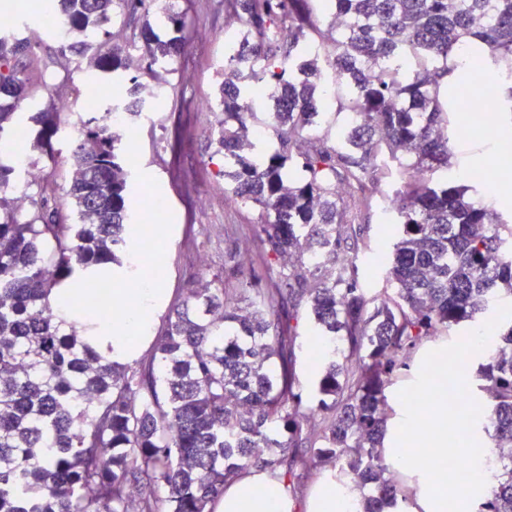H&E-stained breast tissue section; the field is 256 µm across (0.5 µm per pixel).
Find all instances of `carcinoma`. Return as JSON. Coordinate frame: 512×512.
<instances>
[{
	"instance_id": "carcinoma-1",
	"label": "carcinoma",
	"mask_w": 512,
	"mask_h": 512,
	"mask_svg": "<svg viewBox=\"0 0 512 512\" xmlns=\"http://www.w3.org/2000/svg\"><path fill=\"white\" fill-rule=\"evenodd\" d=\"M149 0H53L46 13L67 27L70 55L115 75L131 53L146 68L169 65L184 45L187 16L165 13L170 36L149 25L125 44L93 45L89 31L113 15H134ZM246 29L224 59L216 97L220 150L233 171L226 197L261 212L257 238L275 288L250 279L224 289L223 274L195 282L165 316L151 358L131 366L126 341L102 339L85 302L124 267L131 224L128 127L141 121L156 89L130 78L124 99L102 112L71 116L50 102L27 135L55 160L53 140L70 126L76 146L70 180L21 181L15 155L0 158V512H213L224 482L268 469L288 483L336 471L357 492L356 512H403L408 486L387 476L385 394L393 373L432 336L476 321L503 292L512 296V227L468 196L469 188L431 175L448 169V54L471 52L512 83V0H328L332 22L312 18L309 0H224ZM0 23V133L30 100L23 59L31 46L4 36ZM340 80L336 112L352 122L318 129L320 53ZM271 91L272 153L255 152L252 86ZM122 112L115 125L109 114ZM391 159L401 177L392 206L397 233L387 269L393 292L360 288L342 243ZM298 165L299 178H289ZM36 188L21 213L17 184ZM73 306L69 322L57 305ZM312 333L343 337L318 383L321 398L296 390L286 338L300 307ZM485 331L494 349L482 360L475 412L492 428L501 473L478 512H512V325ZM283 362L277 366L276 361Z\"/></svg>"
}]
</instances>
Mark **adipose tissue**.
I'll list each match as a JSON object with an SVG mask.
<instances>
[{
    "mask_svg": "<svg viewBox=\"0 0 512 512\" xmlns=\"http://www.w3.org/2000/svg\"><path fill=\"white\" fill-rule=\"evenodd\" d=\"M156 293L152 281L144 279L127 296L116 297V304L124 308L118 317L123 331H139L153 306ZM401 427L412 435L425 429L434 436V446L427 452L408 448L397 457L398 465L405 473L413 474L427 466L432 469L425 484L411 487L414 500L412 512H447L448 470L440 465L441 459L448 456L445 446L448 435L447 409L435 405L424 421L420 420L417 411L408 410ZM353 502L349 489L337 487L333 474L329 473L309 497L304 509L305 512H351ZM294 507L295 502L285 484L273 473L251 468L225 483L224 493L216 499L213 512H293Z\"/></svg>",
    "mask_w": 512,
    "mask_h": 512,
    "instance_id": "1",
    "label": "adipose tissue"
}]
</instances>
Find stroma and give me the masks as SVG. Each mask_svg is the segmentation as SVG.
<instances>
[{
	"label": "stroma",
	"mask_w": 512,
	"mask_h": 512,
	"mask_svg": "<svg viewBox=\"0 0 512 512\" xmlns=\"http://www.w3.org/2000/svg\"><path fill=\"white\" fill-rule=\"evenodd\" d=\"M11 10V21L17 38L35 35L33 55L28 61L27 74L33 96L19 108L17 119L29 125L30 115L46 107L50 100L64 99L75 113L85 112L88 85L97 88V110H104L112 100L124 96L128 80L90 69L82 57H74L75 69L67 85H59L53 61L62 45L60 35L42 26L36 12L37 0H17ZM186 13L189 29L185 47L174 62L156 68L154 74L143 76L144 84L164 79L168 85L166 97L155 100L150 108L153 124L136 125L127 135V158L130 180L150 191L163 195L168 202L161 230L152 246L158 253L162 270H148L158 291L148 324V333L136 336L135 360L150 356V338L161 332L168 311L180 305L193 280L225 273L238 268L243 273L259 277L261 288L274 286V276L267 272L253 235L240 234L244 225L260 222L257 211L244 206L228 205L224 199V155L218 150V115L201 112L199 100L215 99L224 77V56L244 29V20L226 12L224 0H167L165 9L151 8L147 19L154 31L168 36L165 11ZM512 139V115L502 114L497 134L456 120L453 128V157L448 170L437 172L436 180L446 178L481 186L478 201L495 209L504 222L512 223V189L504 190V182H512V166L504 167L498 148L499 138ZM392 181H383L374 195L372 209L367 214L356 238L344 242V254L356 258L363 287L373 292L388 289L387 256L392 242L383 228L393 215L386 202L392 194ZM226 289L236 288L235 279L224 280ZM478 328L469 325L453 329L449 335L438 336L420 345L406 369L394 376L386 389L390 405H397L402 395L415 390L427 376L436 384H459L462 379L475 378L478 362L467 360L463 369L453 364L432 368L436 352L453 355L459 351L461 336L477 335ZM312 334L308 320H301L295 339L292 369L296 385L305 400L318 399V378L312 375L308 340Z\"/></svg>",
	"instance_id": "obj_1"
}]
</instances>
